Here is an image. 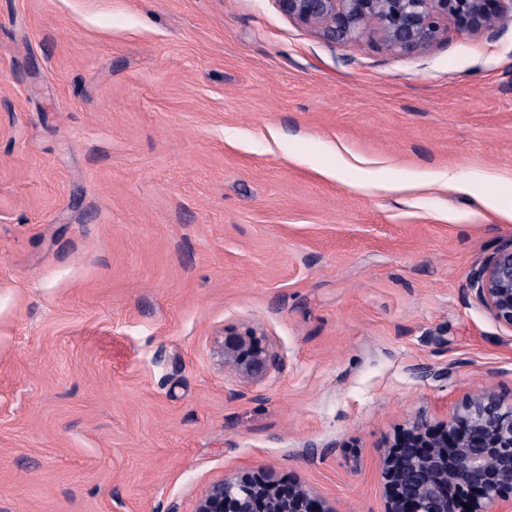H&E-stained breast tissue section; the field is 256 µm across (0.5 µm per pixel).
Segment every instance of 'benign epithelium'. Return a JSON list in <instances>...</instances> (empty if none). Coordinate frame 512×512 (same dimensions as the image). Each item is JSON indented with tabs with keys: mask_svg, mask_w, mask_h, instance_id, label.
Segmentation results:
<instances>
[{
	"mask_svg": "<svg viewBox=\"0 0 512 512\" xmlns=\"http://www.w3.org/2000/svg\"><path fill=\"white\" fill-rule=\"evenodd\" d=\"M280 11L320 27L335 42L374 34L390 51L412 55L448 30L491 35L512 0H275ZM472 286L482 305L512 328V244L479 271ZM224 363L260 379L269 353L251 332L224 331ZM384 512H512V408L490 392L467 395L449 420L418 418L386 445L378 463ZM470 509H465V505ZM194 512H336L328 499L298 483H283L264 468L212 482Z\"/></svg>",
	"mask_w": 512,
	"mask_h": 512,
	"instance_id": "benign-epithelium-1",
	"label": "benign epithelium"
}]
</instances>
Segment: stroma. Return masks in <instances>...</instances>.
<instances>
[{"label": "stroma", "mask_w": 512, "mask_h": 512, "mask_svg": "<svg viewBox=\"0 0 512 512\" xmlns=\"http://www.w3.org/2000/svg\"><path fill=\"white\" fill-rule=\"evenodd\" d=\"M369 168L512 206V21L401 55L275 0H0V512H192L257 467L384 512L387 437L511 406L470 277L512 222ZM251 336L252 332L224 330L221 345L225 364H231L244 378L260 379L269 369V353Z\"/></svg>", "instance_id": "1"}]
</instances>
